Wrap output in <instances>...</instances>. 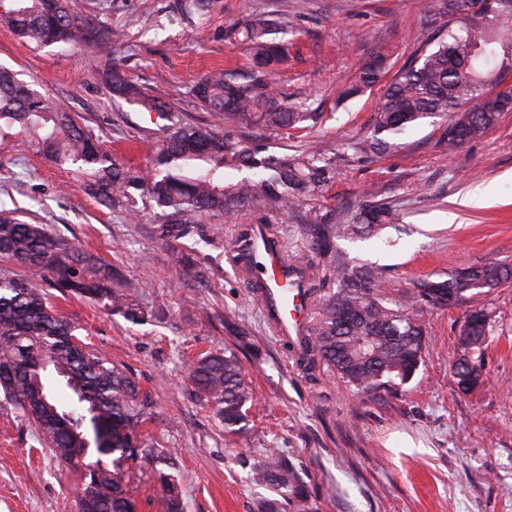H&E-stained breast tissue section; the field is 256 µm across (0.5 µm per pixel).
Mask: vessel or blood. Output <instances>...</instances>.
I'll list each match as a JSON object with an SVG mask.
<instances>
[{"label": "vessel or blood", "mask_w": 512, "mask_h": 512, "mask_svg": "<svg viewBox=\"0 0 512 512\" xmlns=\"http://www.w3.org/2000/svg\"><path fill=\"white\" fill-rule=\"evenodd\" d=\"M257 275L267 284L265 294L260 295L261 304H270L278 312L274 328L285 336L299 331L307 318V301L300 289L290 287V273L280 256L267 251H259Z\"/></svg>", "instance_id": "1"}]
</instances>
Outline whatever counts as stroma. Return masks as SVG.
<instances>
[{"instance_id": "1", "label": "stroma", "mask_w": 512, "mask_h": 512, "mask_svg": "<svg viewBox=\"0 0 512 512\" xmlns=\"http://www.w3.org/2000/svg\"><path fill=\"white\" fill-rule=\"evenodd\" d=\"M175 0H71L79 15L119 29L116 55L147 92L170 102L183 122L210 116L190 89L224 69L247 71L242 30L253 15L284 17L287 67L273 82L289 104L316 113L299 137L222 124L225 137L269 152L305 157L320 147L336 176L303 206L345 219L366 198L390 204L392 226L378 236L344 242L351 257L386 271L391 288L430 276L447 278L471 265L512 266V111L482 136L448 151L445 117L420 120L379 156L355 152L371 134L378 91L347 95L359 65L386 48L391 79L430 37L434 0H211L183 17ZM50 96L108 149L145 166L162 126L137 105L114 98L105 60L93 49H35L0 26V65ZM81 174L28 144L0 154V210L79 243L123 282L134 284L153 321L133 324L86 298L49 297L79 326L85 342L123 365L154 401L142 431L162 446L154 467L129 463L137 512H168L163 481H177L182 512H255L267 488L251 469L269 454L299 474L310 512H512V281L446 310H427L424 362L397 389L363 394L319 367L305 369L249 294L230 249L242 225L275 224L290 258L314 263L321 296L335 281L294 217L277 207H247L229 220L203 217L184 251L201 271L186 279L174 243L159 239L164 218L141 205L137 216L100 205ZM482 205L464 206L476 190ZM492 312L494 330L480 386L461 393L451 362L459 329L473 308ZM233 349L253 395L249 433L224 430L213 406L189 379L188 362ZM83 476L58 465L36 429L0 401V512H73Z\"/></svg>"}]
</instances>
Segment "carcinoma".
I'll return each instance as SVG.
<instances>
[{
    "instance_id": "obj_1",
    "label": "carcinoma",
    "mask_w": 512,
    "mask_h": 512,
    "mask_svg": "<svg viewBox=\"0 0 512 512\" xmlns=\"http://www.w3.org/2000/svg\"><path fill=\"white\" fill-rule=\"evenodd\" d=\"M0 0V25L11 29L33 48L64 45L91 46L112 54L119 32L102 22L82 19L69 0ZM452 0H436L435 34L421 48L422 55L405 63L384 85L374 109L371 135L354 145L362 154L379 155L390 146L388 138L403 133L420 120L448 117L444 142L452 151L492 128L502 109L490 94L512 75V6L491 16L473 14L462 23L448 17ZM209 0H177L184 15L207 9ZM287 21L256 14L242 30L248 44L250 70L206 76L192 88L193 97L218 120L242 129L263 127L277 134L300 128L308 113L284 102L265 77L286 62L287 55L269 35L281 33ZM385 55L378 52L361 63L357 86L371 88L381 81ZM112 94L156 113L168 124L155 144L144 170L126 157L107 150L70 113L50 98L35 92L16 74L0 67V148L21 135L42 149L56 164L88 178L86 190L102 203L134 206L145 197L163 212L166 223L157 225L160 239L177 243L196 233L203 215L228 219L239 211L272 203L288 211L306 192L327 184L336 163L318 150L302 159L261 155L258 146L233 141L214 124H189L175 119L170 105L151 97L118 65L109 69ZM258 170L257 178L224 183V167ZM395 220L383 203L364 201L352 222L336 221V212L311 208L300 217V231L338 287L320 303L319 326L292 341L300 363L313 370L324 364L362 393L406 383L423 360L427 336L421 319L423 307L451 308L479 289L476 282L494 288L512 279L507 265L470 266L445 280L421 279L408 289L389 288L382 270L348 256L342 241H363L379 234ZM262 245L282 253L279 229L265 225ZM239 238L234 261L243 278L256 290L265 286L251 279V232ZM0 259L23 268L27 275L0 271V393L37 430L57 462L84 473L74 496L75 512L84 498L97 512H135L129 492L132 460L153 466L162 460L158 445H149L142 425L153 415V402L124 366L83 343L75 346L78 326L50 304L42 282L62 295L77 294L110 308L114 314L139 324L150 313L118 289L104 282L111 278L75 243L51 234L44 224H29L0 211ZM297 285L312 296V269L292 267ZM493 322L476 308L461 327L453 373L461 392L480 383ZM197 389L211 402L224 430L247 435L246 405L251 391L243 381L242 364L235 352L204 355L190 365ZM114 455L104 463L101 448ZM253 480L273 496L257 503L256 512H284L291 500L305 497L304 486L288 460L267 456L252 470Z\"/></svg>"
}]
</instances>
